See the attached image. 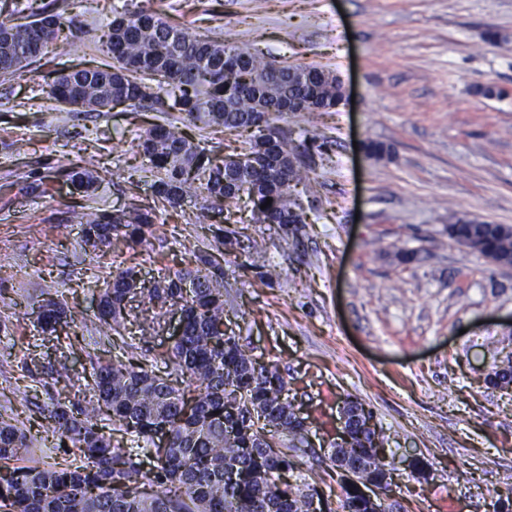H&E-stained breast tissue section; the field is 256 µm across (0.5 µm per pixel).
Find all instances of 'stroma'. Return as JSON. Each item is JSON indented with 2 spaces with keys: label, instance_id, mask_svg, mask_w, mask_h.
Listing matches in <instances>:
<instances>
[{
  "label": "stroma",
  "instance_id": "35a3bbf8",
  "mask_svg": "<svg viewBox=\"0 0 512 512\" xmlns=\"http://www.w3.org/2000/svg\"><path fill=\"white\" fill-rule=\"evenodd\" d=\"M117 0H80L77 50L56 67L94 65ZM171 24L210 39L248 43L278 65L338 75L346 100L332 112L273 115L291 137L324 142L312 182L298 185L306 221L254 224L231 207L239 231L262 240L278 277L243 271L245 244L215 243L220 216L203 199L156 211L155 235L89 251L69 206L121 210L132 194L153 202L154 179L137 149L154 123L179 112H70L41 98L37 68L0 77V416L23 423L31 451L74 459L41 438V411L64 400L57 354L39 323L50 294L72 315L73 363L156 360L169 334L140 339L150 316L136 298L121 335L87 333L114 264L150 281L159 268L194 264L198 248L224 269V321L245 349L276 365L308 419L300 483L336 503L326 449L341 400L372 410L387 446L415 454L424 475L396 471L389 512H494L512 493V387L488 378L512 361V267L448 235L461 219L512 225V0H141ZM27 140L16 155L12 142ZM386 154L366 155L365 142ZM97 154L90 195L56 174ZM36 193L23 190L30 182ZM38 368L28 371V357Z\"/></svg>",
  "mask_w": 512,
  "mask_h": 512
}]
</instances>
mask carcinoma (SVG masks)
Returning a JSON list of instances; mask_svg holds the SVG:
<instances>
[{"instance_id":"1","label":"carcinoma","mask_w":512,"mask_h":512,"mask_svg":"<svg viewBox=\"0 0 512 512\" xmlns=\"http://www.w3.org/2000/svg\"><path fill=\"white\" fill-rule=\"evenodd\" d=\"M35 2L11 0V15L24 22L0 21V76L25 71L68 39L72 20L65 13L71 3L59 8ZM112 14L105 34L108 60L80 70L72 85L43 79L41 94L66 108L80 95L95 102L92 111L105 112L112 101L154 110L164 105L165 88L176 89L183 125L201 122L257 134L242 151L216 158L174 124L146 128L138 149L154 173L156 200L174 207L187 195H201L222 205L244 196L259 224L304 223L289 190L308 181L311 168L288 156L308 152L310 144L289 146L268 115L283 111L290 98L300 101L304 112L338 108L336 77L316 67L308 79L286 80L288 68L266 61L256 49L174 26L134 0L112 6ZM261 119L263 129L255 125ZM59 173L80 192L93 189L99 178L92 155ZM269 198L271 205L261 208ZM75 218L83 225L84 243L101 251L119 240L141 241L154 229L153 210L138 207L96 209ZM448 236L463 243L478 240L492 254H512V227L464 220L448 225ZM195 258L196 269H168L149 284L133 267L116 268L104 279L93 327L103 336L120 334L127 305L138 294L162 309L180 308L183 335L159 354L180 376L178 384L121 361L98 364L89 374L73 368V343L58 334L68 326L65 303L53 296L42 300L40 320L54 334L59 353L58 378L69 388L82 387L89 377L93 381L88 405L58 402L43 415L46 436L71 442L82 464H48L33 452L21 458V449L29 447L27 434L18 421L0 416V512H310L303 489L287 477L296 468L293 441L307 431L306 418L297 417L285 396L278 369L243 349L236 336L225 335L224 270L201 253ZM107 421L138 446L112 444ZM156 421L170 425L171 446L152 436ZM347 435L350 457L367 456L371 432L356 421ZM142 452L154 459L147 471ZM226 466L236 469L230 487L224 482ZM144 484L152 490L141 491ZM338 485L340 512H367L355 485Z\"/></svg>"}]
</instances>
